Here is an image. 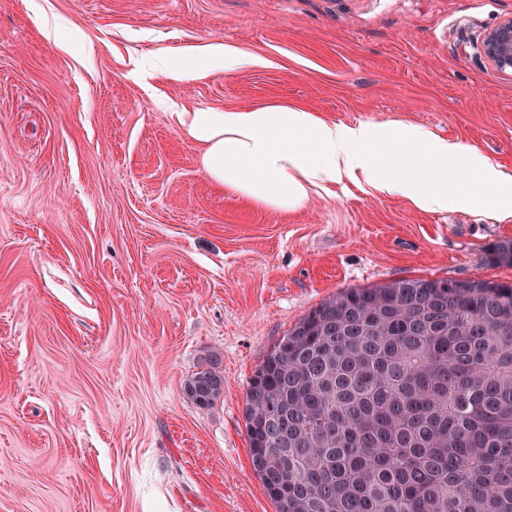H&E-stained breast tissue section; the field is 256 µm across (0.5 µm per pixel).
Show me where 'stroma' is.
<instances>
[{
    "label": "stroma",
    "instance_id": "1",
    "mask_svg": "<svg viewBox=\"0 0 512 512\" xmlns=\"http://www.w3.org/2000/svg\"><path fill=\"white\" fill-rule=\"evenodd\" d=\"M512 0H0V512H276L248 382L340 290L512 282L485 201L356 187L262 209L176 118L259 103L399 121L512 172V72L478 52ZM258 57L231 74L200 48ZM224 394L183 392L210 350Z\"/></svg>",
    "mask_w": 512,
    "mask_h": 512
}]
</instances>
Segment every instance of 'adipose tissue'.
<instances>
[{
  "label": "adipose tissue",
  "mask_w": 512,
  "mask_h": 512,
  "mask_svg": "<svg viewBox=\"0 0 512 512\" xmlns=\"http://www.w3.org/2000/svg\"><path fill=\"white\" fill-rule=\"evenodd\" d=\"M178 121L202 146L207 177L267 210L295 211L312 191L354 185L442 212L490 188L489 217H512L511 173L419 126L337 122L288 103L199 108Z\"/></svg>",
  "instance_id": "1"
}]
</instances>
